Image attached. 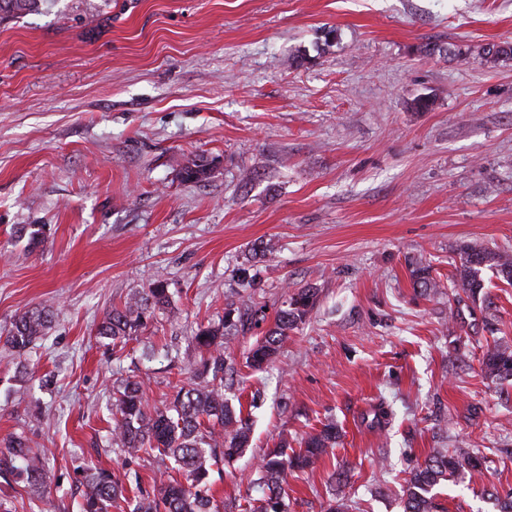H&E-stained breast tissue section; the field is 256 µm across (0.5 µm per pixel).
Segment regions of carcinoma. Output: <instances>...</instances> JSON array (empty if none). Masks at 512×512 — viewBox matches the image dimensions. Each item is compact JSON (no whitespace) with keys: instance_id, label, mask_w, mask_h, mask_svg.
Returning a JSON list of instances; mask_svg holds the SVG:
<instances>
[{"instance_id":"cac0c4a2","label":"carcinoma","mask_w":512,"mask_h":512,"mask_svg":"<svg viewBox=\"0 0 512 512\" xmlns=\"http://www.w3.org/2000/svg\"><path fill=\"white\" fill-rule=\"evenodd\" d=\"M41 0H0V22L39 10ZM211 163L192 160L182 179L205 181ZM452 274V318L473 334L489 329L496 319L495 303L486 291L483 271L490 270L503 284L512 287V254L482 245L463 244ZM410 278L423 296L439 293L441 285L431 267L421 260L410 262ZM318 300V289L306 285L287 293L277 309L273 324L262 331L247 356V367L261 371L277 357L291 332L304 324ZM171 305L166 280L154 279L148 287L130 295L122 305L112 307L96 327V336L112 342L136 338ZM53 311L47 306L30 308L19 314L5 336L17 364L24 365L30 350L46 336ZM266 316L262 308L228 300L224 319L217 325H201L190 343L195 351L187 371L192 381L177 384L161 407L151 408L144 397L143 384L126 379L114 388L112 432L108 447L128 464L144 454L155 453L171 466L154 480L152 490L130 471L101 467L86 469L80 512H111L121 499L130 512H219L212 494L213 467H229L251 444L250 418L243 407H235L225 397L229 380L237 372L224 349L239 334L260 328ZM482 371L492 382L512 380V346L498 339L487 344L481 360ZM393 419L392 410L382 401L371 406L361 422L372 431H383ZM341 438L336 422L329 419L301 438L297 448H288L283 439L258 460L252 485L261 493L249 505L252 512H287L284 488L288 471L312 469ZM48 449L32 448L22 434L0 440V476L24 483L31 493L47 490ZM485 457L454 449L434 448L410 472L401 498L403 512H446L434 489L450 477L466 472L480 476ZM358 503L345 493L333 495L324 512H358Z\"/></svg>"}]
</instances>
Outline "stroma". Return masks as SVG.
Wrapping results in <instances>:
<instances>
[{"instance_id": "1", "label": "stroma", "mask_w": 512, "mask_h": 512, "mask_svg": "<svg viewBox=\"0 0 512 512\" xmlns=\"http://www.w3.org/2000/svg\"><path fill=\"white\" fill-rule=\"evenodd\" d=\"M490 44L512 46V0H43L0 23V336L55 310L25 366L0 346V439L54 454L47 494L0 478V512H68L86 467L123 465L114 382L159 404L225 298L271 320L304 284L318 302L274 363L246 366L254 334L230 345L243 403L260 400L216 499L247 504L257 456L332 419L342 441L289 474L288 512H323L343 466L365 512H401L434 448L487 458L481 478L438 487L448 512H498L512 384L483 377L484 336L409 269L446 282L461 244L512 252V58ZM195 158L211 176L184 182ZM32 224L34 250L18 235ZM159 276L170 307L139 339L99 340L106 312ZM381 401L382 434L361 422ZM410 278L414 289L420 295L429 296L439 293L441 285L432 275L431 267L421 260L410 262Z\"/></svg>"}]
</instances>
